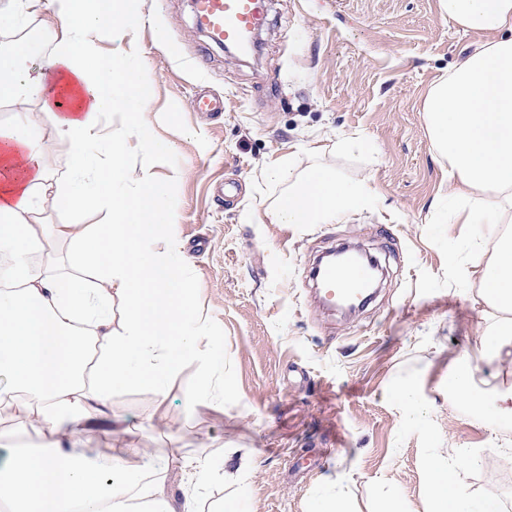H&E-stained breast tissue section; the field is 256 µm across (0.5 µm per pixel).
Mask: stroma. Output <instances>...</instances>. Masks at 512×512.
<instances>
[{
    "instance_id": "obj_1",
    "label": "stroma",
    "mask_w": 512,
    "mask_h": 512,
    "mask_svg": "<svg viewBox=\"0 0 512 512\" xmlns=\"http://www.w3.org/2000/svg\"><path fill=\"white\" fill-rule=\"evenodd\" d=\"M267 24L252 57L225 53L194 19L191 0H140L135 67L154 85L147 116L161 158L129 142L125 164L150 169L177 215V261L194 306L224 345V400L193 404L199 367L182 366L165 394L113 390L126 427L80 450L99 461L139 449L148 483L178 498L179 460L207 457L219 476L202 512L237 498L239 512H306L309 500L344 475L355 512H376L385 475L407 512H423L426 449L473 451L472 491L512 512V463L496 452L512 422L490 410L471 416L448 397V364L473 350L483 319L478 286L451 279L466 224H436L433 200L448 188L423 105L436 78L470 54L480 34L442 18L437 0H266ZM165 42H158L157 32ZM223 99L200 112L197 93ZM356 132L363 152L343 154L336 137ZM334 167L373 179L375 204L332 224H264L288 191L271 170ZM183 174L171 179L172 168ZM358 244L384 268L376 298L353 319L313 299L311 271L326 250ZM418 380L432 400L430 431L402 425L391 396ZM49 432L16 407L0 410V457L37 448ZM247 449V477L226 462Z\"/></svg>"
}]
</instances>
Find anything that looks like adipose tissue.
Segmentation results:
<instances>
[{"mask_svg": "<svg viewBox=\"0 0 512 512\" xmlns=\"http://www.w3.org/2000/svg\"><path fill=\"white\" fill-rule=\"evenodd\" d=\"M50 11L59 31L49 53L21 38L0 52V103L18 123L52 117L55 137L73 147L64 188H57L43 158L42 138H24L0 126V254L13 279L0 286V405L21 403L52 438L42 451L0 461V499L11 512H197L213 478L203 456L185 459L187 490L174 508L162 484L144 488L138 449L101 468L76 453L75 441L112 418L107 399L115 388L137 384L165 393L184 362L198 361L202 384L193 401L209 404L224 376V349L209 334L179 277L174 256L181 242L176 216L165 207V187L147 169L126 166L117 147L136 139L148 152L167 154L147 120L150 81L132 64L138 0H9L0 7V30H23L28 16ZM443 17L486 40L450 66L431 87L424 112L434 147L448 161L440 224L505 225L494 239L477 237L458 264L461 278L478 282L485 328L474 352L448 374V388L471 408L494 391V413L512 420V0H439ZM111 44L104 52L103 44ZM39 57L37 71L22 62ZM132 123H117L114 112ZM370 179L354 184L334 171L312 168L289 186L264 217L271 224H317L338 212L371 206ZM98 206L104 225L46 224L52 207L79 213ZM165 247L146 251L145 240ZM73 244L78 265L57 270L56 245ZM122 315H115V308ZM404 426L428 427L430 398L415 381L396 386ZM469 449L425 458V512H502L500 502L474 494L465 478Z\"/></svg>", "mask_w": 512, "mask_h": 512, "instance_id": "1", "label": "adipose tissue"}]
</instances>
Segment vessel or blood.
<instances>
[{"label":"vessel or blood","instance_id":"1","mask_svg":"<svg viewBox=\"0 0 512 512\" xmlns=\"http://www.w3.org/2000/svg\"><path fill=\"white\" fill-rule=\"evenodd\" d=\"M196 24L219 44L247 51L264 23L261 0H192ZM332 298H358L367 294L370 270L354 262L333 265L316 275Z\"/></svg>","mask_w":512,"mask_h":512}]
</instances>
